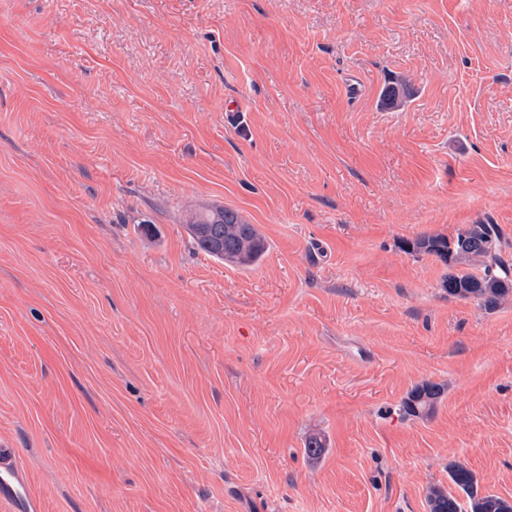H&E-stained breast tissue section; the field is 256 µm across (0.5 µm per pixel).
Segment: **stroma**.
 <instances>
[{
  "instance_id": "1",
  "label": "stroma",
  "mask_w": 512,
  "mask_h": 512,
  "mask_svg": "<svg viewBox=\"0 0 512 512\" xmlns=\"http://www.w3.org/2000/svg\"><path fill=\"white\" fill-rule=\"evenodd\" d=\"M485 221L512 259V0H0V448L42 512L512 500V297L411 248ZM183 224L202 251L224 263L252 267L267 251L266 241L255 225L228 207L190 209ZM443 394L440 384L427 382L414 389L404 400L402 409L406 416L422 418L435 409ZM448 475L458 491L465 494L469 510L453 493L433 488L428 498L430 512H512V503L494 494H479L475 475L464 465L450 464Z\"/></svg>"
}]
</instances>
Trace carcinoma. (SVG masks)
<instances>
[{
    "label": "carcinoma",
    "instance_id": "cac0c4a2",
    "mask_svg": "<svg viewBox=\"0 0 512 512\" xmlns=\"http://www.w3.org/2000/svg\"><path fill=\"white\" fill-rule=\"evenodd\" d=\"M183 224L202 251L222 262L252 267L267 251L266 241L255 225L228 207L190 209ZM418 248L451 268H471L469 272L448 275L444 281L448 295L473 298L487 308L496 307L512 295V261L502 254L498 225L472 224L451 240L431 237L418 243ZM442 394L441 385L427 382L408 395L403 412L411 417L427 416ZM448 475L458 491L465 494L467 505H462L453 493L433 488L428 498L429 512H512V503L494 494H479L475 475L464 465H448Z\"/></svg>",
    "mask_w": 512,
    "mask_h": 512
}]
</instances>
